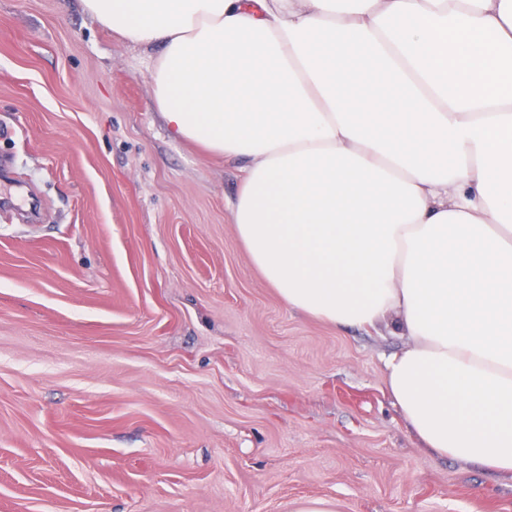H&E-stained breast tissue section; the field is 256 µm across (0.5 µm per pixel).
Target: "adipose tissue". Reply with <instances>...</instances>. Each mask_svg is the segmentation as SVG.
Instances as JSON below:
<instances>
[{
	"label": "adipose tissue",
	"mask_w": 512,
	"mask_h": 512,
	"mask_svg": "<svg viewBox=\"0 0 512 512\" xmlns=\"http://www.w3.org/2000/svg\"><path fill=\"white\" fill-rule=\"evenodd\" d=\"M159 47L171 134L240 164L230 222L292 310L392 318L434 456L512 475V0H80Z\"/></svg>",
	"instance_id": "ef3b65f1"
}]
</instances>
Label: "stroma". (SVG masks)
<instances>
[{"mask_svg":"<svg viewBox=\"0 0 512 512\" xmlns=\"http://www.w3.org/2000/svg\"><path fill=\"white\" fill-rule=\"evenodd\" d=\"M157 54L80 0H0V512H512L511 476L407 428L404 337L256 270L238 171L155 110Z\"/></svg>","mask_w":512,"mask_h":512,"instance_id":"35a3bbf8","label":"stroma"}]
</instances>
